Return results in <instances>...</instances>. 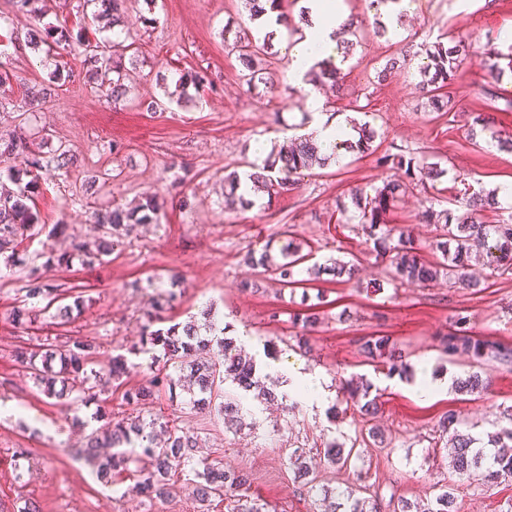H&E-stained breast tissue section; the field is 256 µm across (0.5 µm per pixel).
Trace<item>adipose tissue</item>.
Returning a JSON list of instances; mask_svg holds the SVG:
<instances>
[{
    "mask_svg": "<svg viewBox=\"0 0 512 512\" xmlns=\"http://www.w3.org/2000/svg\"><path fill=\"white\" fill-rule=\"evenodd\" d=\"M308 21L303 26V37L288 54V80L307 95V107L313 112V121L303 132L317 142L324 151L350 139L353 131L345 117H324L323 99L307 81L310 69L319 61L336 56L334 33L345 20L339 0H305Z\"/></svg>",
    "mask_w": 512,
    "mask_h": 512,
    "instance_id": "obj_1",
    "label": "adipose tissue"
}]
</instances>
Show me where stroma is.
I'll return each instance as SVG.
<instances>
[{
	"label": "stroma",
	"mask_w": 512,
	"mask_h": 512,
	"mask_svg": "<svg viewBox=\"0 0 512 512\" xmlns=\"http://www.w3.org/2000/svg\"><path fill=\"white\" fill-rule=\"evenodd\" d=\"M82 5L83 0H47L43 12L18 16L13 23L23 30L43 23L73 26L83 16ZM242 10L241 0H129L124 27L138 46L130 67L134 98L117 104L99 100L90 90L76 53L60 59L70 76L55 97L39 106L23 103L24 87L50 77L41 64L44 52L0 44V65L10 74L9 82L0 84V100L21 105L19 114L0 118V136L27 137L38 131L44 137V156H54L61 147L77 156L67 174L42 180L35 199L42 223L66 224V234L34 236L19 246V266L0 263V512H22L28 504L40 512H233L236 496L231 492L206 505L197 501L193 489L198 479L190 469L179 472L167 495L151 499L122 493L98 479L94 468L75 455L96 426L93 407L62 412L14 360L18 346L61 344L80 336L96 338L99 361L125 353L137 342L150 307L154 291L145 281L151 276L162 290L178 295L166 312L169 323L213 306L230 324L238 346L272 343V358L281 369L316 370L327 381L330 395L320 408L300 402L286 409L248 400L243 427L235 433L216 419L170 406L164 397L149 409L152 416L198 433L211 462L248 474V494L262 512H321L325 492L345 489L359 478L381 512H392L393 497L432 498L435 482L451 475L448 451L436 444L441 416L460 413L481 438L502 426L498 409L512 405V365L480 364L466 355L446 359L437 338L464 314L472 335L512 347V278L489 279L479 291L384 283V267L355 211L340 214L336 204L348 200L355 187L381 185L387 173L377 167L376 157L399 146L447 168L436 183L445 198L462 199L469 186L492 189L512 181V152L473 145L467 135L471 113L486 112L493 130L512 136V110L503 108L512 99V78L494 80L480 63L487 49L512 47V0H411L401 32L371 35L355 47L342 92L327 106L329 112L347 115L352 100L365 105L378 132L374 154L313 169L292 195L228 211L225 172L251 154L255 140L277 143L282 131L300 124L305 115L302 93L262 84L250 91L242 87L241 65L222 34L227 20ZM448 32L468 36V55L449 88L450 112L425 111L416 89L420 59L378 81L397 41L408 37L429 44ZM163 70L173 77L184 71L202 77L193 102L147 110V102L164 101L156 80ZM115 142L123 146L117 154L110 149ZM185 171L189 180L172 190L175 176ZM156 189L166 193L160 226L138 227L94 266L77 261L67 267L45 266L47 280L85 292L88 302L74 322L56 325L46 312L25 329L14 322L24 300L23 266L45 265V247L62 252L72 239L94 241L99 235L94 211L114 202L135 205ZM185 197L191 202L186 209L180 205ZM431 203L430 192L419 188L389 214L390 223L408 227L416 245L426 251L434 241V227L419 223L417 216ZM287 229L297 241L315 243L317 262L359 258L357 281L293 291L268 278L262 292L242 291L241 282L256 277L242 264V254L281 240ZM376 280L382 282L381 290H373ZM320 291L325 294L321 305L316 302ZM310 307L321 322L303 351L289 318ZM380 333L392 336L410 365L430 362L432 377L481 372L488 393L470 396L451 390L433 400L416 398L408 380L375 370L359 354L358 339ZM353 375L367 379L379 397L381 410L374 418L355 419L338 392L340 380ZM372 429L383 436L385 447L369 438ZM334 439L355 445L349 468L324 464L314 473L313 487L296 483L293 451L313 452ZM20 448L26 449V457L17 456ZM456 496L459 512H512V481L461 485Z\"/></svg>",
	"instance_id": "1"
}]
</instances>
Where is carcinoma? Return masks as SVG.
<instances>
[{"instance_id":"obj_1","label":"carcinoma","mask_w":512,"mask_h":512,"mask_svg":"<svg viewBox=\"0 0 512 512\" xmlns=\"http://www.w3.org/2000/svg\"><path fill=\"white\" fill-rule=\"evenodd\" d=\"M128 0H86L94 6L90 21L99 23L108 20L114 27L123 26L125 5ZM247 20L237 22L235 28L225 30L233 35L232 49L237 53L243 67L240 74L242 84L252 87L261 71L268 69L265 56L272 47L273 33L252 30L249 24L258 21L265 23V4L278 12L277 19L286 20L288 0H243ZM400 0H369V8L375 11L374 34L383 37L388 33L380 17L389 13V6ZM10 40L28 43L36 48L44 47V62L59 55V51L79 49L84 56V66L88 75L87 84L91 91L104 101L116 104L132 99V86L126 83V54L137 52L135 40L129 32L124 37L112 41V53L108 54L97 43L87 37V26L75 28L66 25H49L23 34L10 32ZM462 39L448 37V42L437 40L412 51L413 45L406 44L400 52L387 59L379 77L385 78L395 69L404 68L412 58L424 56L419 67L422 76L419 88L427 99L431 112L447 111L448 81L461 63ZM495 79L505 73L512 74V47L504 53L491 49L482 60ZM342 69L329 57L319 65L310 81L321 85L328 84L340 89ZM202 77L191 72L182 73L175 82V91L169 98L189 102L192 96L189 87L199 88ZM52 84L29 86L26 96L33 102H44L54 95ZM352 128L357 139L345 144V150L360 155L373 153L372 143L377 131L370 122L352 119ZM0 161L6 166L0 168V180L8 179L14 188H0V257L8 263L15 260L18 245L23 239L35 235V230L44 228L40 224V213L35 206L38 183L41 175L53 177L55 172L73 162L70 150H62L56 157L45 160L40 152L31 147L26 139L0 138ZM331 156L321 152L317 144L304 139L288 150H271L268 157L258 164L246 163L251 169L249 177L253 188L262 190L270 197H285L301 186V175L315 167H325ZM380 167L404 169L405 178L385 179L380 186H358L351 191L350 201L359 212V223L363 224L366 235L373 240L376 258L385 263L386 281L389 284H415L423 288L450 285L452 288H478L486 283L471 274V259L484 256L490 270L489 277L512 276V211L495 224L485 220V212L498 205L496 190L488 192L480 189L467 197V211L461 215L451 208L452 201L437 200V207H429L418 215L422 224L435 226V250L440 253L431 261L405 229L399 225L386 223V213L395 207L411 189L413 184L429 180L436 182L447 174V169L438 162H429L422 154L399 150L377 158ZM252 205L241 191L240 173L232 170L224 175V207L234 209ZM162 204L157 193H146L133 207L115 204L112 209L94 213V223L98 224L101 236L90 244L86 241H72L70 249L58 256L51 255L45 264L55 263L68 266L74 259L84 265H91L102 256L122 246L127 238L141 224L161 223ZM315 247L308 242H298L288 236L274 254L271 244L258 252L250 249L243 256V262L257 271V276L271 275L286 288L304 287L308 280L300 277L302 272L320 280L323 274L341 278H352L357 271L353 261L334 260L304 269L302 264L313 256ZM25 299L45 301V308L57 305L56 324L65 325L74 319L73 312L84 307L83 296L73 293L70 288H61L45 280L41 267L29 266L26 270ZM177 294L169 291L159 294L150 304L146 322L141 331L139 345L129 349L138 357L148 356L151 362L157 361V352H162L164 363L152 369L146 383L133 386L123 392L122 399L128 406L134 405L143 410L154 404L161 393H168L169 400L178 398L177 388L190 394L191 409L216 414L224 419V427L231 428L240 422L239 400L221 391V384L231 381L240 391L255 393L265 402H275L279 396L259 380L256 360L238 349L234 340L227 337L228 324L208 321L200 327L194 319L183 323L162 326V313L173 305ZM468 319L458 317L448 332L439 337V349L443 356L453 358L460 353H468L479 361L512 364V348L487 337L470 335ZM359 349L365 360L387 368L388 375H402L407 364L397 351L391 337L386 335L364 336L359 339ZM98 345L92 339L77 337L61 345L43 343L36 347L20 346L14 357L18 366L29 373L43 393L63 401L67 410L78 405H86L97 400L101 379L119 381L139 364L131 362L119 354L107 363L97 360ZM59 368H54L53 362ZM372 384L364 378L351 377L340 382L339 390L347 404L363 416L373 417L379 411L378 397H370ZM455 388L466 393H481L487 383L479 372L465 379L455 380ZM509 426L491 435L493 453L486 455L481 448L474 447L476 438L459 430L463 421L449 411L440 420L441 436L447 438L451 447L449 467L459 478L484 483H494L512 477V406L503 411ZM94 420L103 424L86 436V443L79 450L80 455L90 460L96 467L101 480L114 483L115 478L127 474L136 478L133 489L137 494L151 498L166 492L170 481L179 469L187 463L196 462L203 466L200 483L194 494L200 502L223 495L228 490H241L249 484L248 475L230 472L196 457L199 448L198 437L183 431L167 422L157 423L156 419H146L141 414L114 415L96 411ZM326 461L333 466L345 467L350 456L344 454L342 445L331 442L323 452ZM393 512H457L454 485L446 482L434 499L424 503L398 499Z\"/></svg>"}]
</instances>
